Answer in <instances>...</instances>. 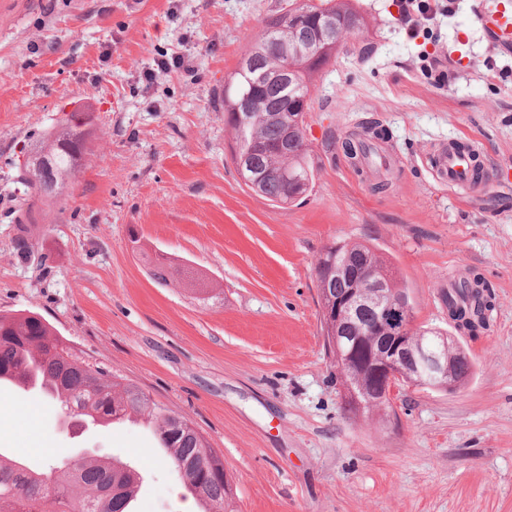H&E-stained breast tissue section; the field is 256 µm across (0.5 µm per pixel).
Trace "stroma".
Instances as JSON below:
<instances>
[{
    "mask_svg": "<svg viewBox=\"0 0 512 512\" xmlns=\"http://www.w3.org/2000/svg\"><path fill=\"white\" fill-rule=\"evenodd\" d=\"M367 17L315 78L302 203L249 190L230 155L224 81L288 0H0V311L41 314L90 363L183 416L224 458L237 512H512V183L439 184L432 147L475 141L512 174V46L451 0L428 36L401 0H354ZM371 50L359 54L358 46ZM183 67L162 72L173 53ZM443 61L439 83L425 59ZM91 113L88 153L62 196L30 198L23 149ZM378 122L396 155L386 190L330 148ZM30 207L31 258L14 210ZM335 241H367L406 280L420 324L452 331L440 297L477 274L489 330L448 393L405 386L394 412L349 420L327 357L314 267ZM180 268L161 284L144 255ZM58 408L0 384V452L45 464L59 448L141 473L135 512H184L146 419L61 429Z\"/></svg>",
    "mask_w": 512,
    "mask_h": 512,
    "instance_id": "obj_1",
    "label": "stroma"
}]
</instances>
